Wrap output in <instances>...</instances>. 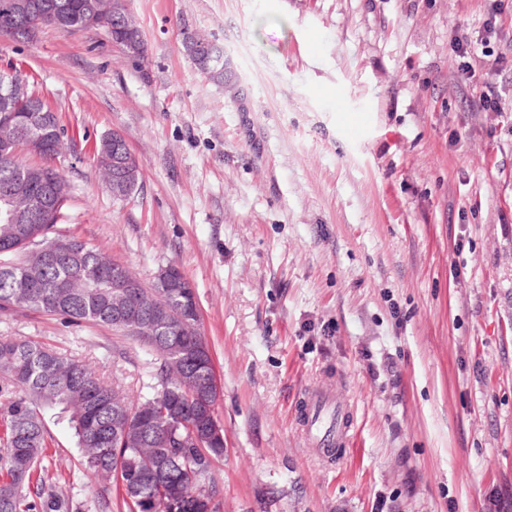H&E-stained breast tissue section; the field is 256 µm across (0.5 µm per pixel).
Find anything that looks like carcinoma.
Wrapping results in <instances>:
<instances>
[{"label": "carcinoma", "mask_w": 512, "mask_h": 512, "mask_svg": "<svg viewBox=\"0 0 512 512\" xmlns=\"http://www.w3.org/2000/svg\"><path fill=\"white\" fill-rule=\"evenodd\" d=\"M12 0H0V28L20 42L32 41L46 23L37 18L9 17L4 9ZM70 16L65 30H85L84 7L89 0H40ZM198 69L224 77V51L216 49L206 60L191 58ZM28 168L19 156H0V183L21 176ZM55 205L38 217L41 243L59 252L57 265L34 272L40 288H16L13 273L27 272L28 224L8 223L7 206L0 201V312L33 311L53 314L68 322H92L129 335L112 321V289L91 294L58 293L57 285L77 270L95 275L93 248L60 235L67 196L56 171ZM170 300L181 317H200L198 301L174 288ZM143 346L158 355L152 362V393L135 405L126 404L136 418L167 425L166 444L156 454L151 448H123L122 431L112 410L119 390L104 383L84 361L47 349L31 340L0 337V512H74V503L41 466L47 448V421L67 422L80 449L79 466L90 483L99 487L98 509L107 512L109 495L116 492L128 512H219L222 488L215 464L224 457V445L198 448L195 440L209 437L213 405L184 409L180 420L167 419L168 395L180 390L168 379L169 359L155 345Z\"/></svg>", "instance_id": "1"}]
</instances>
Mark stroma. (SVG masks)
Instances as JSON below:
<instances>
[{
    "label": "stroma",
    "mask_w": 512,
    "mask_h": 512,
    "mask_svg": "<svg viewBox=\"0 0 512 512\" xmlns=\"http://www.w3.org/2000/svg\"><path fill=\"white\" fill-rule=\"evenodd\" d=\"M127 8L143 59L46 28L0 34V68L66 129L58 232L145 284L175 264L195 288L220 512H512V0ZM189 33L223 47V83L186 57ZM464 36L496 110L459 68ZM112 131L143 165L123 199L94 158ZM0 336L84 359L134 402L152 383L154 354L104 325L16 312ZM48 431L43 467L96 512L70 430Z\"/></svg>",
    "instance_id": "1"
}]
</instances>
